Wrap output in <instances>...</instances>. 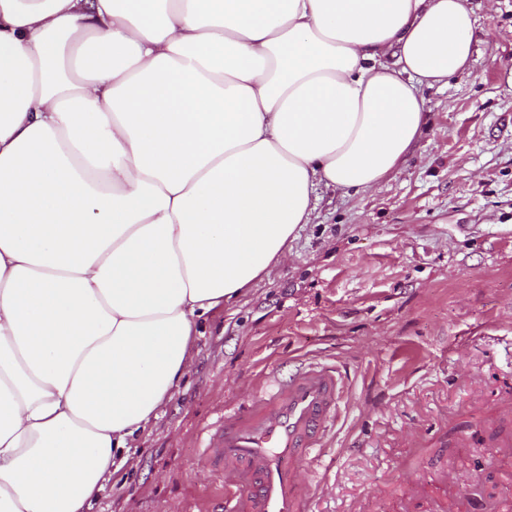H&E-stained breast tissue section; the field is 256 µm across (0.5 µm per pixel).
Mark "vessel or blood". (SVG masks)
<instances>
[{"label": "vessel or blood", "instance_id": "b4317fda", "mask_svg": "<svg viewBox=\"0 0 512 512\" xmlns=\"http://www.w3.org/2000/svg\"><path fill=\"white\" fill-rule=\"evenodd\" d=\"M351 405L333 364L304 361L288 378L268 372L205 434V468L224 477V512H313L326 491L330 440ZM320 474L310 483L301 470Z\"/></svg>", "mask_w": 512, "mask_h": 512}]
</instances>
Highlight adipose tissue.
Wrapping results in <instances>:
<instances>
[{"label":"adipose tissue","instance_id":"obj_1","mask_svg":"<svg viewBox=\"0 0 512 512\" xmlns=\"http://www.w3.org/2000/svg\"><path fill=\"white\" fill-rule=\"evenodd\" d=\"M466 0H0V512H86L319 187L396 173Z\"/></svg>","mask_w":512,"mask_h":512}]
</instances>
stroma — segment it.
Wrapping results in <instances>:
<instances>
[{
	"label": "stroma",
	"mask_w": 512,
	"mask_h": 512,
	"mask_svg": "<svg viewBox=\"0 0 512 512\" xmlns=\"http://www.w3.org/2000/svg\"><path fill=\"white\" fill-rule=\"evenodd\" d=\"M468 74L427 91L430 124L401 169L367 192L319 188L312 223L245 295L198 325L189 370L158 418L113 457L90 512H221L200 432L266 369L335 363L354 405L317 512H405L416 475L512 488V0H467ZM416 440L406 443L408 427Z\"/></svg>",
	"instance_id": "stroma-1"
}]
</instances>
